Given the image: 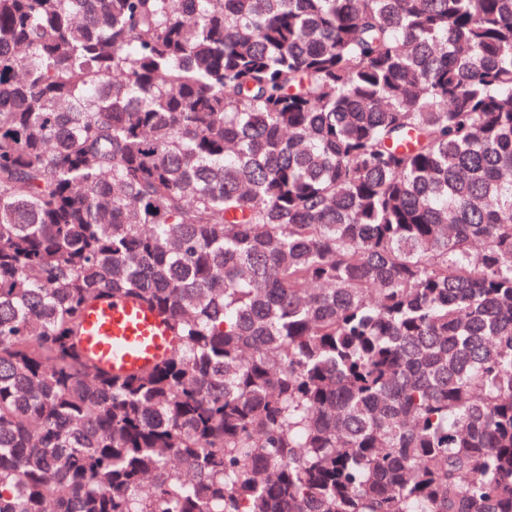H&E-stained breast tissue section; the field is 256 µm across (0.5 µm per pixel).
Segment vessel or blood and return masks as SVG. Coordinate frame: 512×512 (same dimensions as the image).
Here are the masks:
<instances>
[{
    "label": "vessel or blood",
    "instance_id": "1",
    "mask_svg": "<svg viewBox=\"0 0 512 512\" xmlns=\"http://www.w3.org/2000/svg\"><path fill=\"white\" fill-rule=\"evenodd\" d=\"M78 342L97 368L115 376L149 370L168 359L175 348L163 317L133 299L110 298L89 303Z\"/></svg>",
    "mask_w": 512,
    "mask_h": 512
}]
</instances>
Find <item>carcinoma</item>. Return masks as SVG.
<instances>
[{
    "label": "carcinoma",
    "mask_w": 512,
    "mask_h": 512,
    "mask_svg": "<svg viewBox=\"0 0 512 512\" xmlns=\"http://www.w3.org/2000/svg\"><path fill=\"white\" fill-rule=\"evenodd\" d=\"M0 512H512V0H0ZM173 334L153 308L133 299H103L89 303L78 333L85 356L114 376L149 370L168 359L175 348Z\"/></svg>",
    "instance_id": "obj_1"
}]
</instances>
